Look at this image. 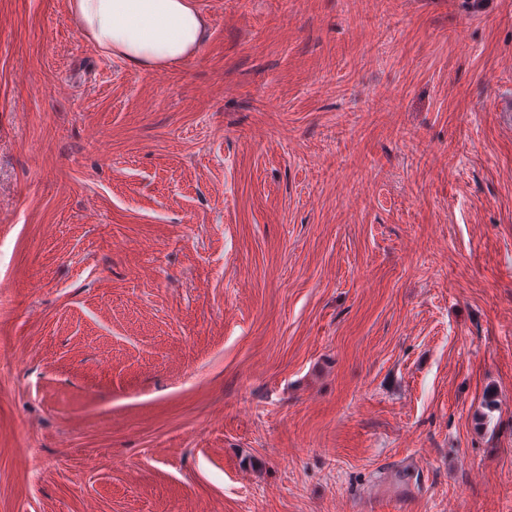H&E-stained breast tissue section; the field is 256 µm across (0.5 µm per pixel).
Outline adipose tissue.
<instances>
[{"instance_id": "1", "label": "adipose tissue", "mask_w": 512, "mask_h": 512, "mask_svg": "<svg viewBox=\"0 0 512 512\" xmlns=\"http://www.w3.org/2000/svg\"><path fill=\"white\" fill-rule=\"evenodd\" d=\"M68 12L98 49L141 70L181 64L208 32L193 0H68Z\"/></svg>"}]
</instances>
